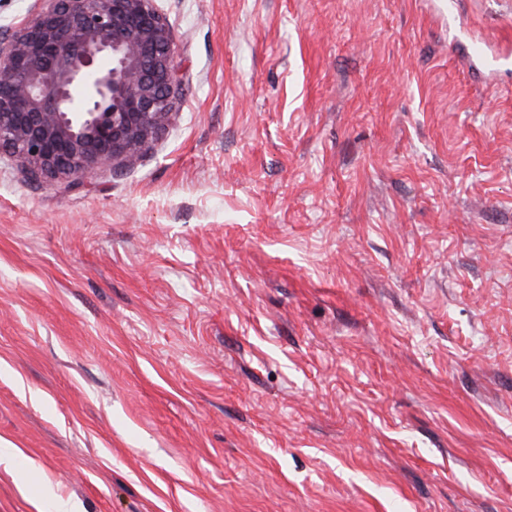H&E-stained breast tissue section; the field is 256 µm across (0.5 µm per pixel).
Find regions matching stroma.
Wrapping results in <instances>:
<instances>
[{
	"label": "stroma",
	"mask_w": 512,
	"mask_h": 512,
	"mask_svg": "<svg viewBox=\"0 0 512 512\" xmlns=\"http://www.w3.org/2000/svg\"><path fill=\"white\" fill-rule=\"evenodd\" d=\"M174 124L0 160V512H512V0H158Z\"/></svg>",
	"instance_id": "35a3bbf8"
}]
</instances>
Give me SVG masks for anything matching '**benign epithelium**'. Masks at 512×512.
I'll list each match as a JSON object with an SVG mask.
<instances>
[{"label":"benign epithelium","instance_id":"7a95c632","mask_svg":"<svg viewBox=\"0 0 512 512\" xmlns=\"http://www.w3.org/2000/svg\"><path fill=\"white\" fill-rule=\"evenodd\" d=\"M181 95L155 0H36L32 18L0 28V155L31 181L74 187L134 168Z\"/></svg>","mask_w":512,"mask_h":512}]
</instances>
